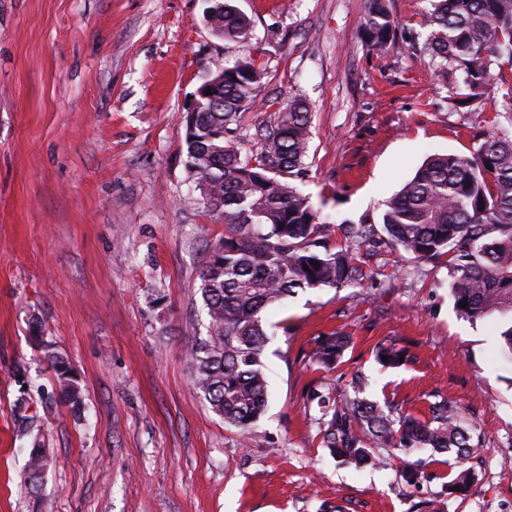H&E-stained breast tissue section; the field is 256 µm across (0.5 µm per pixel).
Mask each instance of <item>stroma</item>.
<instances>
[{"mask_svg": "<svg viewBox=\"0 0 512 512\" xmlns=\"http://www.w3.org/2000/svg\"><path fill=\"white\" fill-rule=\"evenodd\" d=\"M250 50L267 68L234 145L284 99L312 105L298 188L328 224L380 223L384 201L436 153L471 155L503 98L451 106L447 83L417 52L427 0H390L407 40L380 55L362 43L365 0H236ZM206 0H0V512H512V363L499 361L500 315L461 317L445 260L399 248L371 256L364 286L298 291L265 314L269 405L264 445L245 443L197 396L184 350L207 333L201 272L227 229L186 170L180 116L234 50L204 22ZM42 327V339L33 336ZM340 329L353 344L332 372L307 357ZM412 361L381 367L377 344ZM80 377L83 406L59 396L40 345ZM424 415L433 396L462 409L486 441L473 480L449 497L454 469L419 449L429 475L357 469L320 445L308 395L349 387ZM54 456L38 493L26 450Z\"/></svg>", "mask_w": 512, "mask_h": 512, "instance_id": "obj_1", "label": "stroma"}]
</instances>
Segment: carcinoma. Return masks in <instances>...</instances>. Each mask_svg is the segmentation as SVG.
Returning a JSON list of instances; mask_svg holds the SVG:
<instances>
[{
    "label": "carcinoma",
    "mask_w": 512,
    "mask_h": 512,
    "mask_svg": "<svg viewBox=\"0 0 512 512\" xmlns=\"http://www.w3.org/2000/svg\"><path fill=\"white\" fill-rule=\"evenodd\" d=\"M389 0H367L360 21L362 40L382 53L397 35ZM425 52L448 81L454 106L482 108L492 94L512 102V0H429ZM211 34L241 54L224 68V84L206 110L184 114L189 170L211 212L228 224L201 273L207 335L187 349L194 390L224 424L243 438H260L258 423L268 404L263 362L267 332L263 314L297 290L361 285L369 278L362 252L376 244L400 247L417 261L448 257L451 294L460 316L477 319L512 314V113H496L469 156L434 154L414 177L385 201L381 227L342 224L344 244H325L328 226L319 222L310 197L292 182L303 169L311 134V106L290 96L276 121L258 130L259 152L243 155L232 137L241 116L256 107L264 62L248 52L250 18L232 4L215 0ZM351 339L333 332L316 339L311 359L331 371ZM66 402L78 411L82 388L73 368L54 351H44ZM388 360H383V357ZM407 350L376 348L385 368L404 366ZM353 394L336 399L315 394L320 407L321 445L344 464L386 465L390 451L408 454L428 448L453 453L460 464L484 448L459 406L443 398L421 420L394 401ZM49 449L30 450L26 481L33 493L52 465ZM472 474L460 470L448 481V496L466 492Z\"/></svg>",
    "instance_id": "obj_1"
}]
</instances>
